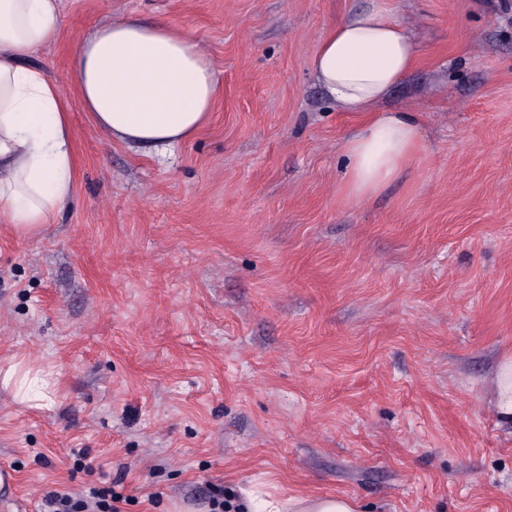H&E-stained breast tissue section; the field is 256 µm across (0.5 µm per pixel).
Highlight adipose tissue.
<instances>
[{"label":"adipose tissue","instance_id":"1","mask_svg":"<svg viewBox=\"0 0 512 512\" xmlns=\"http://www.w3.org/2000/svg\"><path fill=\"white\" fill-rule=\"evenodd\" d=\"M59 0H0V223L35 233L70 198L76 156L68 107L30 53L50 42ZM419 48L390 0L346 14L319 40L311 72L342 112L368 120L346 138L344 190L360 201L394 181L423 148L415 113L383 108L416 66ZM81 103L112 140L165 154L209 119L218 94L210 60L190 33L125 16L96 26L74 50ZM245 512H356L336 496L286 501L247 495Z\"/></svg>","mask_w":512,"mask_h":512}]
</instances>
